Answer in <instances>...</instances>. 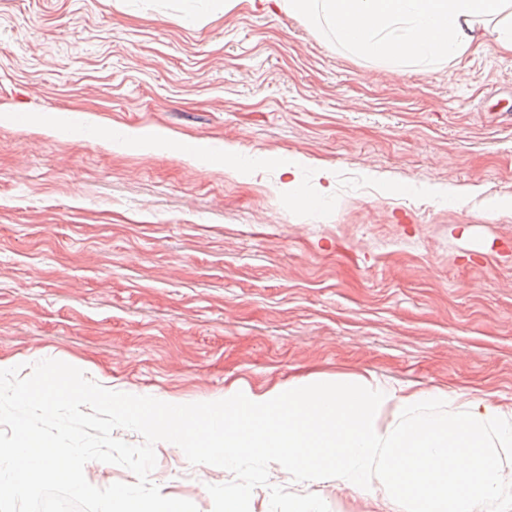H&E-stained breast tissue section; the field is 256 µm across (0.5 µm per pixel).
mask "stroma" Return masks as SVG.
I'll return each instance as SVG.
<instances>
[{"label":"stroma","instance_id":"35a3bbf8","mask_svg":"<svg viewBox=\"0 0 512 512\" xmlns=\"http://www.w3.org/2000/svg\"><path fill=\"white\" fill-rule=\"evenodd\" d=\"M127 129L267 161L114 149ZM288 156L310 192L328 168L323 205L289 210ZM495 198H512V55L494 46L396 75L271 0H0V366L57 359L173 404L366 375L512 414ZM155 453L162 495L213 512L231 473ZM269 480L387 512L377 480L362 495L275 463Z\"/></svg>","mask_w":512,"mask_h":512}]
</instances>
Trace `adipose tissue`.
Here are the masks:
<instances>
[{"label": "adipose tissue", "mask_w": 512, "mask_h": 512, "mask_svg": "<svg viewBox=\"0 0 512 512\" xmlns=\"http://www.w3.org/2000/svg\"><path fill=\"white\" fill-rule=\"evenodd\" d=\"M293 17L325 22L364 59L431 66L494 43L512 53V0H275Z\"/></svg>", "instance_id": "obj_1"}]
</instances>
